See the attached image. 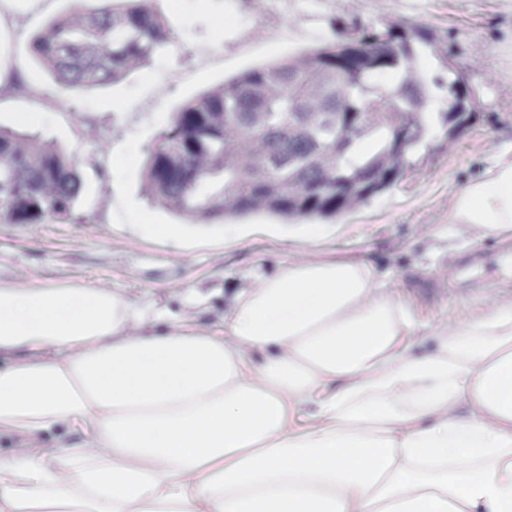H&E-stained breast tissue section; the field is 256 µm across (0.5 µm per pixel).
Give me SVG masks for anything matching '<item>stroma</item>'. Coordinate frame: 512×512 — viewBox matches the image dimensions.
Here are the masks:
<instances>
[{
	"label": "stroma",
	"mask_w": 512,
	"mask_h": 512,
	"mask_svg": "<svg viewBox=\"0 0 512 512\" xmlns=\"http://www.w3.org/2000/svg\"><path fill=\"white\" fill-rule=\"evenodd\" d=\"M72 0H0V67L23 84L0 97V124L55 142L80 166L83 223H0V278L74 282L112 288L141 304L189 313L186 299L206 298L202 325L218 326L224 297L254 271L288 257L302 225L268 213L242 216L254 231L228 245L224 218L186 222L145 191L147 152L191 98L239 74L296 57L331 38L339 23L402 27L432 34L462 70L470 120L448 135L447 89L435 90L431 129L404 177L390 190L325 221L321 248L353 245L387 271L399 294L435 321L481 302L490 289H512V242L487 241L458 252L426 232L444 224L458 190L500 146L512 143V0H153L171 41L115 82L65 89L38 65L32 37L67 13ZM157 224H186L182 239L140 233L141 213ZM349 224L352 235L337 232Z\"/></svg>",
	"instance_id": "stroma-1"
}]
</instances>
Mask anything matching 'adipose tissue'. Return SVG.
Here are the masks:
<instances>
[{
  "label": "adipose tissue",
  "mask_w": 512,
  "mask_h": 512,
  "mask_svg": "<svg viewBox=\"0 0 512 512\" xmlns=\"http://www.w3.org/2000/svg\"><path fill=\"white\" fill-rule=\"evenodd\" d=\"M436 234L512 241V147ZM322 235L213 329L0 280V512H512V294L428 321Z\"/></svg>",
  "instance_id": "obj_1"
}]
</instances>
